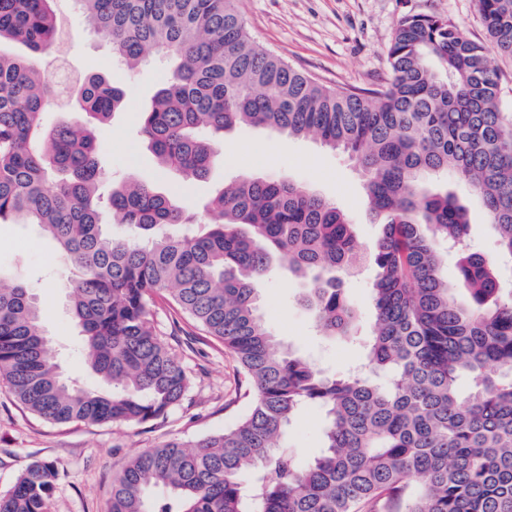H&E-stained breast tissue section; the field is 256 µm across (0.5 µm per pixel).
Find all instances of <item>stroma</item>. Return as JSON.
<instances>
[{
  "mask_svg": "<svg viewBox=\"0 0 512 512\" xmlns=\"http://www.w3.org/2000/svg\"><path fill=\"white\" fill-rule=\"evenodd\" d=\"M252 40L296 69L331 86L370 87L388 76L386 48L404 13L447 18L470 39L486 31L475 0H237ZM63 35L44 57L71 76H112L127 90L121 111L97 129L100 162L113 177L158 175L139 133V116L171 67L153 55L128 72L112 54L109 38L89 27L75 0H56ZM265 177L308 185L334 200L355 227L358 246L369 251L381 232L371 216L364 179L348 155L312 138H293L262 127L224 136V158L195 183L194 201L204 204L225 182ZM436 188L454 191L470 213L468 241L474 251L494 258L496 231L483 214L481 200L452 173L434 178ZM53 241L40 237L32 224H0V270L28 280L41 304V326L65 376L92 383L79 355L77 332L69 313V282L56 260ZM372 266L361 265L344 276L342 289L358 317L353 337L331 338L320 332L299 298L300 279L274 270L259 286V314L283 349L307 357L328 375L360 368V337L373 325ZM156 322L165 339L185 340L178 353L191 378L187 397L167 417L141 426L81 423L57 425L30 413L0 381V494L7 493L34 461L54 463L59 478L48 512H107L112 481L134 455L173 438L195 439L232 426L247 409V383L223 346L182 320L164 299L156 301ZM283 442L299 463L311 460L322 445V414L303 406Z\"/></svg>",
  "mask_w": 512,
  "mask_h": 512,
  "instance_id": "stroma-1",
  "label": "stroma"
}]
</instances>
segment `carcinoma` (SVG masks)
Returning <instances> with one entry per match:
<instances>
[{
	"label": "carcinoma",
	"mask_w": 512,
	"mask_h": 512,
	"mask_svg": "<svg viewBox=\"0 0 512 512\" xmlns=\"http://www.w3.org/2000/svg\"><path fill=\"white\" fill-rule=\"evenodd\" d=\"M76 3L127 70L153 53L174 61L139 128L161 172L206 178L224 133L242 127L313 137L355 163L382 226L361 254L346 213L299 183L239 178L209 200L205 222L176 186L112 180L82 116L107 122L125 104L122 85L84 77L79 111L44 126L57 95L38 64L58 33L52 0H0V44L28 51H0V224L22 218L57 244L83 363L121 386L65 379L36 294L0 276L8 391L54 424L167 416L190 377L155 325L154 300L165 296L234 357L252 393L232 427L132 457L108 512H512V293L503 295L495 261L476 253L448 281L439 242L459 244L470 215L424 182L450 171L468 183L498 257L512 262V117L499 108L489 58L491 49L512 57V0H476L489 49L444 17L403 15L389 77L338 88L255 46L233 0ZM106 209L134 234H112ZM364 261L375 277L363 368L327 376L281 349L258 315L260 280L278 267L304 280L301 302L320 329L350 336L357 311L341 276ZM309 403L323 415L322 449L302 466L282 440ZM57 476L52 463L28 464L0 512H48Z\"/></svg>",
	"instance_id": "carcinoma-1"
}]
</instances>
